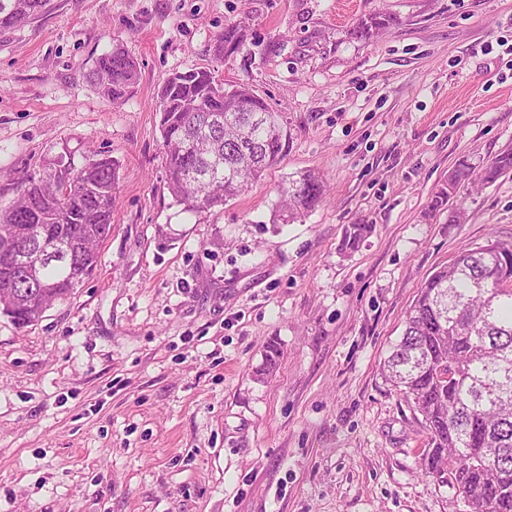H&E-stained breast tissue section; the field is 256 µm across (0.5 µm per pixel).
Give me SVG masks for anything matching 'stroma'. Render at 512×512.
<instances>
[{
  "mask_svg": "<svg viewBox=\"0 0 512 512\" xmlns=\"http://www.w3.org/2000/svg\"><path fill=\"white\" fill-rule=\"evenodd\" d=\"M374 15L375 37L349 38ZM234 22L244 42L216 59ZM116 43L140 70L120 104L92 80ZM201 67L292 139L190 213L157 92ZM511 149L512 0H52L0 32V186L67 151L119 165L95 273L33 325L0 315V512H461L384 361L427 276L512 242V174L465 186V223L429 210L460 160ZM309 170L326 198L283 223L280 187ZM359 222L374 231L343 254Z\"/></svg>",
  "mask_w": 512,
  "mask_h": 512,
  "instance_id": "35a3bbf8",
  "label": "stroma"
}]
</instances>
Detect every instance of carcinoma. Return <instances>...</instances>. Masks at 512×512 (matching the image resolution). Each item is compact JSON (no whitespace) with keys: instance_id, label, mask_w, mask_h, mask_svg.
Returning <instances> with one entry per match:
<instances>
[{"instance_id":"cac0c4a2","label":"carcinoma","mask_w":512,"mask_h":512,"mask_svg":"<svg viewBox=\"0 0 512 512\" xmlns=\"http://www.w3.org/2000/svg\"><path fill=\"white\" fill-rule=\"evenodd\" d=\"M50 0H0V31L20 29L42 16ZM385 20L369 17L348 31L369 40ZM242 44L238 27L214 41L224 58ZM99 93L125 100L139 80V63L122 43L96 60ZM167 186L187 212L210 211L241 195L283 159L291 132L280 113L244 86H217L211 71L192 69L164 78L158 91ZM512 173V150L481 165L466 161L448 174L430 202L449 209L448 223L467 219L463 205L448 208L466 183L492 184ZM118 166L96 152L81 166L58 156L0 187V314L31 325L65 300L95 271L98 246L112 231ZM325 184L305 173L280 188V217H304L324 198ZM370 224H349L342 248L353 251ZM59 242L64 249L37 268L48 285L39 300L22 277L15 249L32 252ZM512 275V244L488 240L459 252L422 284L400 340L384 362L387 380L423 418L429 438L424 464L436 480L469 502L470 512H512V289L494 283Z\"/></svg>"}]
</instances>
